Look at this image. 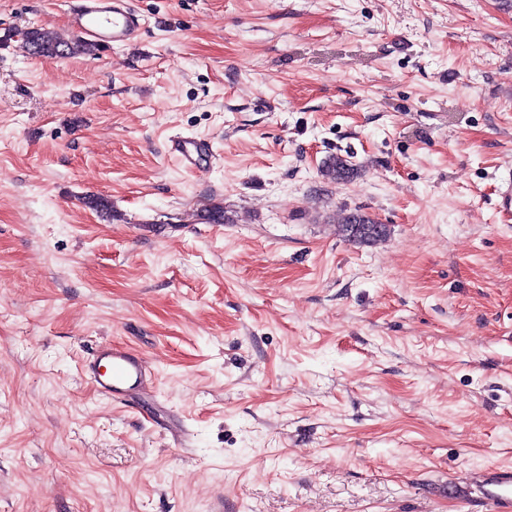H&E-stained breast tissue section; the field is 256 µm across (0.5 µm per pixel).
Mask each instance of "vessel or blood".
I'll return each mask as SVG.
<instances>
[{"mask_svg": "<svg viewBox=\"0 0 512 512\" xmlns=\"http://www.w3.org/2000/svg\"><path fill=\"white\" fill-rule=\"evenodd\" d=\"M146 19L127 0H82L70 12L67 28L71 35L98 45H127L140 37ZM210 152L207 140L185 136L175 144L179 165L188 172L206 164ZM95 390L101 396L124 402L149 397L151 371L144 354L123 345L105 343L95 350L85 366ZM482 499L489 512H512V470L488 469L480 473Z\"/></svg>", "mask_w": 512, "mask_h": 512, "instance_id": "vessel-or-blood-1", "label": "vessel or blood"}]
</instances>
